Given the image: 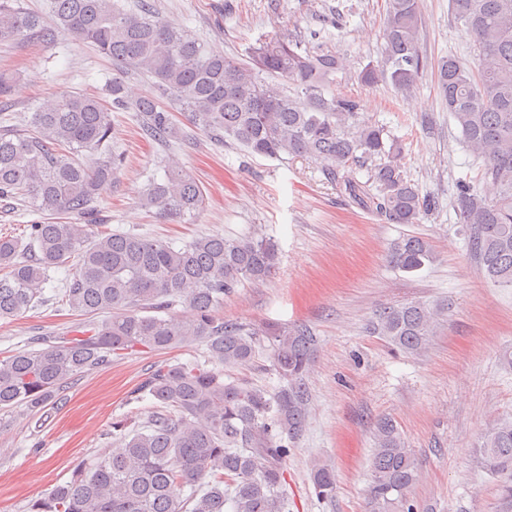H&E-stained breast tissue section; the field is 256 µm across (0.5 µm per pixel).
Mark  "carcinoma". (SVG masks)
I'll list each match as a JSON object with an SVG mask.
<instances>
[{
	"label": "carcinoma",
	"mask_w": 512,
	"mask_h": 512,
	"mask_svg": "<svg viewBox=\"0 0 512 512\" xmlns=\"http://www.w3.org/2000/svg\"><path fill=\"white\" fill-rule=\"evenodd\" d=\"M450 11L472 45L469 57L451 54L439 63L438 90L469 151L485 161L480 178L498 190L490 199L464 183L455 211L484 278L512 288V0H450ZM422 25L420 0H387L382 57L359 71L358 82L410 90L428 65ZM59 30L111 61L112 100L63 90L38 104L25 126L0 125V197L57 216L29 225L25 242L0 236V319L45 302L51 274L70 267L56 299L85 320L73 336L43 338L0 358V409L43 414L71 380L110 366L114 355L200 344L205 362L155 366L137 389L151 401L148 415L112 424L119 446L79 465L34 512H288L283 462L306 430L317 338L303 325L217 315L242 281H264L278 268V249L263 237L213 233L177 247L98 229L101 191L123 161L106 150L116 113H130L143 137L162 146L183 139L174 113L187 112L203 132L252 154L308 158L333 176L344 171L345 193L394 224L417 223L431 199L405 178L402 142L375 123L356 124V98L328 93L344 68L333 53L276 35L258 39L243 62L188 37L150 0L134 12L121 0H51L48 16L22 0H0V43L33 35L48 42ZM129 71L151 90L130 93L122 78ZM82 151L97 159L76 161ZM367 162L362 182L352 166ZM141 204L159 219L185 222L203 209L205 193L174 164L163 180L148 181ZM433 259L417 236L398 238L388 250L389 262L406 273ZM447 312L442 303L385 307L369 330L396 351L420 355ZM105 313L111 317L97 320ZM264 342L280 385L270 391L230 379ZM474 452L481 468L503 478L500 512H512V422L492 424ZM419 478L396 422L378 418L367 512H420L412 496ZM310 479L318 498L335 496L331 464L316 461Z\"/></svg>",
	"instance_id": "cac0c4a2"
}]
</instances>
